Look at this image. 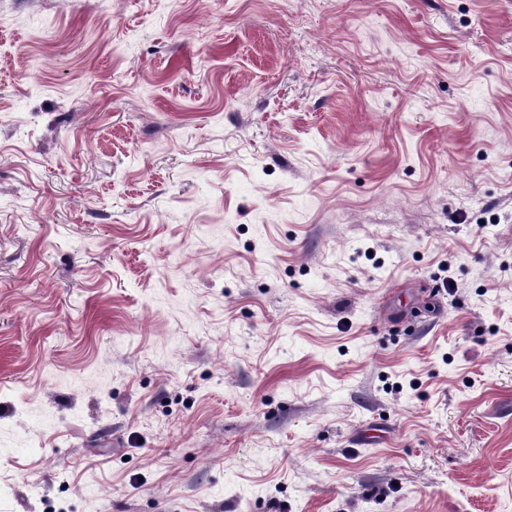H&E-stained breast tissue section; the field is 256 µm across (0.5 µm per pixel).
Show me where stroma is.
<instances>
[{"label": "stroma", "mask_w": 512, "mask_h": 512, "mask_svg": "<svg viewBox=\"0 0 512 512\" xmlns=\"http://www.w3.org/2000/svg\"><path fill=\"white\" fill-rule=\"evenodd\" d=\"M0 512H512V0H0Z\"/></svg>", "instance_id": "obj_1"}]
</instances>
